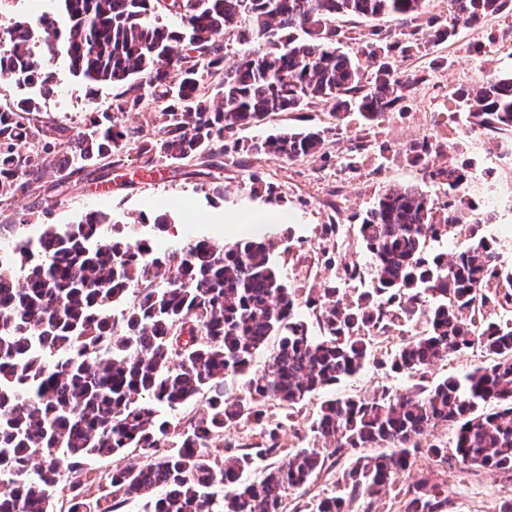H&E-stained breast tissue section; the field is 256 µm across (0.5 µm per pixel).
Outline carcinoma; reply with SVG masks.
<instances>
[{"mask_svg":"<svg viewBox=\"0 0 512 512\" xmlns=\"http://www.w3.org/2000/svg\"><path fill=\"white\" fill-rule=\"evenodd\" d=\"M59 2V16L43 12L5 28L0 75L47 91L49 63L61 54L75 75L121 92L65 140L64 127L39 124L35 97L0 111L5 200L39 182L57 190L58 175L91 163L118 167L125 148L146 156L147 169L157 156L186 162L218 148L236 152L238 131L314 101L338 124L355 112L372 126L419 82L400 70L393 48L410 56L453 41L461 27L512 14V0H450L449 19L429 18L422 42L412 23L429 0H181L162 9L178 25L159 21L160 0ZM340 15L396 22L392 31H372L362 47L375 64L370 79L338 47ZM231 29L243 49L228 63ZM204 70L215 85L204 84ZM448 99L465 109L471 130L512 133V73L451 88ZM151 106L155 138L115 122L117 112ZM326 132L284 129L247 151L321 157ZM435 149L426 137L406 156L445 188V199L415 187L378 194L359 222L373 277L351 294L346 285L359 271L345 259L328 258L335 279L302 299L280 276L269 240L202 237L159 252L101 210L63 230L47 224L35 242L17 236L12 253L0 255V512H55L61 487L68 512H119L129 503L138 512H283L287 497L304 496L313 477L345 455L349 496L306 502L297 512H351L359 496L370 508L389 492L397 512H442L448 480L405 481L421 457L512 480V268L500 262L494 238L475 232L455 252L429 250L476 209L467 168L430 164ZM51 212L49 204L19 212L0 232ZM302 306L317 328L299 316ZM421 318L423 330L405 335ZM393 331L402 337L379 362L376 345ZM272 337L267 365L250 369ZM474 349L484 364L464 375L405 395L383 389L323 401L306 424L307 446H281L279 432L301 404L365 367L423 377ZM239 374L242 387L228 393L225 378ZM202 395V412L188 423L165 414ZM270 402L287 409L281 421L267 419ZM240 427L258 435L217 444ZM448 427L449 444L434 435ZM128 448L140 461L100 475L84 468ZM263 460L262 476L244 482ZM216 486L225 489L220 511Z\"/></svg>","mask_w":512,"mask_h":512,"instance_id":"obj_1","label":"carcinoma"}]
</instances>
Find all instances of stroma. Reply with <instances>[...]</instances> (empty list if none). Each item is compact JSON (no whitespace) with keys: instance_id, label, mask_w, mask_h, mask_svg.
I'll list each match as a JSON object with an SVG mask.
<instances>
[{"instance_id":"obj_1","label":"stroma","mask_w":512,"mask_h":512,"mask_svg":"<svg viewBox=\"0 0 512 512\" xmlns=\"http://www.w3.org/2000/svg\"><path fill=\"white\" fill-rule=\"evenodd\" d=\"M337 27L344 31L345 51L356 54L362 72L372 73L373 64L361 53L359 42L372 29H389V18L361 19L340 16ZM482 41L485 54L470 52L471 44ZM403 71L420 82L401 113L374 127L373 146L358 159L357 172L345 171L350 148L363 127L358 114H351L339 130H331V117L321 104L301 112H282L264 124L239 131L241 143L284 128L328 129L322 158L311 162H289L274 155L252 158L224 154L196 161L189 166L164 162V182L152 181L141 156L128 149L123 165L103 179L75 175L68 191L53 195L39 187L26 196L0 206V225L12 223L16 213L36 206L40 200L53 205V224H72L85 213L103 210L119 225L137 227L141 237L171 243L198 237L233 242L242 237L271 236L278 247L274 262L288 284L297 288H321L335 275L326 264L339 256L369 269L371 259L358 232V218L387 187L413 186L434 199L443 191L424 178L420 167L410 164L404 151L411 144L431 136L439 143L429 161L436 166L468 164L472 179L468 197L478 213L490 214L480 230L498 241L500 259L512 264V157L505 155L497 138L468 129L463 112L448 98L450 88L479 86L487 75L512 71V27L500 17H490L476 29L460 30L456 39L435 48L433 55L413 54L401 59ZM54 86L40 96L44 120L66 126L69 134L83 127L86 112L111 104L115 87L91 83L70 72L65 60L53 62ZM259 171L264 189L252 188L251 173ZM167 215L168 233L155 235L147 219ZM339 223V234L325 233L324 227ZM413 379L368 367L333 389L336 397L370 395L380 387L405 393ZM421 471L434 479H447L450 502L446 512H497L508 483L500 475L460 464L451 469L419 461Z\"/></svg>"}]
</instances>
